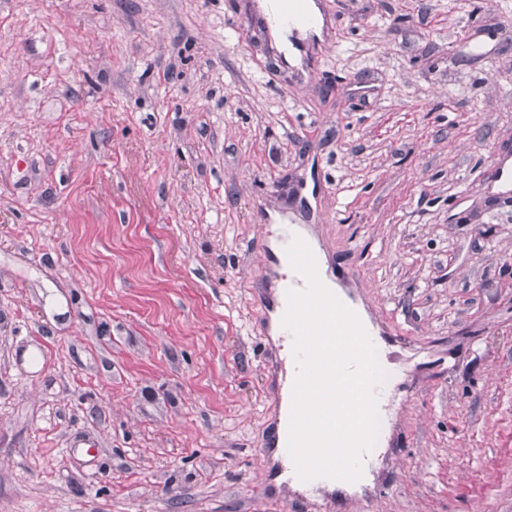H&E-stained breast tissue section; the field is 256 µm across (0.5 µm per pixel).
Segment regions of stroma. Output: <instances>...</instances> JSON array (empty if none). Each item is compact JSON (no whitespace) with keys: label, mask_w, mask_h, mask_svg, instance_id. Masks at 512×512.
Segmentation results:
<instances>
[{"label":"stroma","mask_w":512,"mask_h":512,"mask_svg":"<svg viewBox=\"0 0 512 512\" xmlns=\"http://www.w3.org/2000/svg\"><path fill=\"white\" fill-rule=\"evenodd\" d=\"M0 0V512H512V0ZM307 224L402 373L359 489L261 456L253 202ZM299 7H288V0H266L265 7L259 11L257 18L268 30H277L288 35V52L302 53L305 42L302 30L311 24L310 13L305 8L306 2H298Z\"/></svg>","instance_id":"stroma-1"}]
</instances>
